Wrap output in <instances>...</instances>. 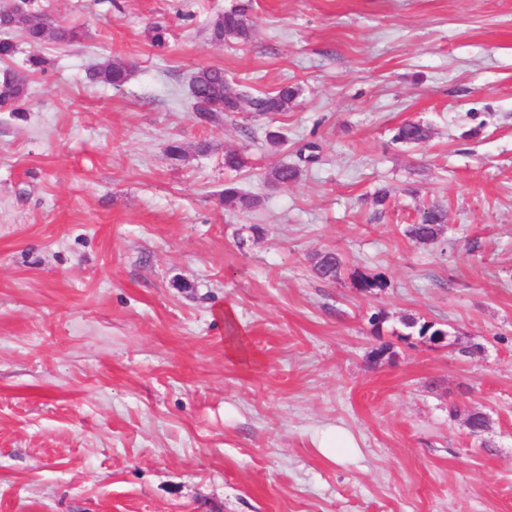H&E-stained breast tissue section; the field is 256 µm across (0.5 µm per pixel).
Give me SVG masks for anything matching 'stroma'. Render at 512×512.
I'll list each match as a JSON object with an SVG mask.
<instances>
[{
    "label": "stroma",
    "instance_id": "1",
    "mask_svg": "<svg viewBox=\"0 0 512 512\" xmlns=\"http://www.w3.org/2000/svg\"><path fill=\"white\" fill-rule=\"evenodd\" d=\"M239 2L31 0L81 38L8 62L46 60L0 109V512H512V0H252L250 40L211 41ZM116 59L127 83L87 81ZM204 66L300 95L208 126ZM407 121L429 140L393 142ZM230 183L260 206L225 210ZM434 204L439 243L412 242ZM327 426L356 454L323 456ZM301 172L302 169L294 164H273L267 169L266 178L268 181L278 185H288V183L296 182ZM343 261L339 253L325 251L322 256L316 254L313 258V270L321 279H336L339 277ZM317 448L324 456L336 460V454L339 451L347 449L354 451L358 445L350 432L334 426L320 432Z\"/></svg>",
    "mask_w": 512,
    "mask_h": 512
}]
</instances>
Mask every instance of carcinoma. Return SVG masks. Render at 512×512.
Listing matches in <instances>:
<instances>
[{
  "instance_id": "cac0c4a2",
  "label": "carcinoma",
  "mask_w": 512,
  "mask_h": 512,
  "mask_svg": "<svg viewBox=\"0 0 512 512\" xmlns=\"http://www.w3.org/2000/svg\"><path fill=\"white\" fill-rule=\"evenodd\" d=\"M0 31L6 38L0 40V61H7L16 51L15 43L8 38L11 33H18L34 47L52 40L59 44H71L79 40L80 32L65 25L49 26L45 15L33 12L24 3L20 7L0 11ZM252 25L247 18V6L239 5L220 15L211 25L210 36L215 42H222L227 37L242 41L250 39ZM130 69L122 61L102 64L88 69L86 78L91 83L119 87L126 83ZM29 76L19 74L10 67L0 74V108L11 112L23 111V102L28 94ZM299 96V88L288 83L280 85L275 91L261 94H247L233 90L224 77V70L217 67L198 69L190 81V97L194 106L201 103L210 105L204 114V120L210 124L224 122V117L237 114L248 107L253 118H263L272 114L286 112ZM430 137V128L419 122L401 124L394 135V140L409 145H419ZM302 169L294 164L279 163L266 171L268 181L286 185L298 180ZM224 208L248 212L259 205V199L241 191L238 187L228 185L222 197ZM446 221V212L438 205L430 206L423 212L421 220L407 225L405 235L415 243L432 245L440 240ZM343 261L339 253L326 251L313 258V270L321 279L339 277Z\"/></svg>"
}]
</instances>
